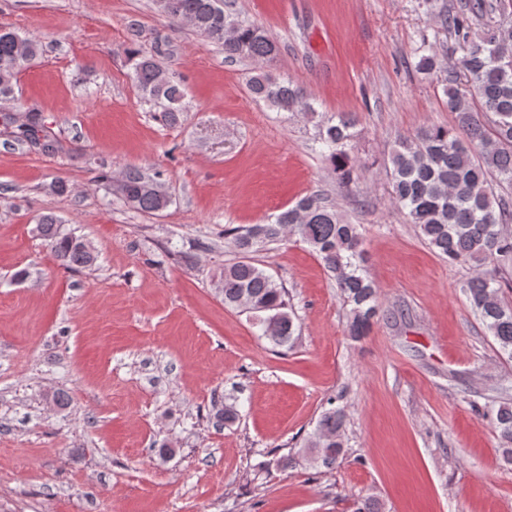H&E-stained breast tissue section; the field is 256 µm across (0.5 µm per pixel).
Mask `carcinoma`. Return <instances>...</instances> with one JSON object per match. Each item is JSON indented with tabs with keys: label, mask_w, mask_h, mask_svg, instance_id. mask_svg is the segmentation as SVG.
Wrapping results in <instances>:
<instances>
[{
	"label": "carcinoma",
	"mask_w": 512,
	"mask_h": 512,
	"mask_svg": "<svg viewBox=\"0 0 512 512\" xmlns=\"http://www.w3.org/2000/svg\"><path fill=\"white\" fill-rule=\"evenodd\" d=\"M169 18L180 20L224 48L227 58L270 60L278 44L259 24L240 20L224 10V0H159ZM485 19L483 35L471 36V20ZM442 24L461 43L459 60L464 81L448 80V109L456 113L453 128L430 126L412 138H401L388 157L392 201L405 212L427 243L451 264H464L474 272L463 292L501 352L512 358V306L502 303L497 280L481 267L512 255V229L506 224V204L491 188L498 179L512 184V0H464L443 18ZM37 41L0 26V101L13 98L22 70L40 54ZM159 47L131 48L133 78L141 99L163 114L171 124L182 111L184 88L158 59ZM416 71L430 75L440 68L437 46L424 43L418 49ZM250 95L280 112L316 110L304 90L266 72L247 82ZM353 120L340 114L318 123L322 149L343 186L350 185L357 170L350 142ZM12 136L51 155L60 145L31 110L16 125ZM117 196L132 208L157 214L171 204L159 173L127 169L116 187ZM38 231L66 269L89 268L98 254L81 237L62 230L53 214L42 216ZM232 242L242 259L224 266L221 292L224 305L249 314L261 335L273 345L288 347L295 336V314L288 294L250 254L288 237L306 244L336 281L348 307L352 336L364 335L377 316V289L364 267L358 225L345 223L322 194L314 192L273 215L264 224L232 229ZM501 438L512 443V405L490 406ZM346 413L340 406L325 410L306 448L324 468L334 467L345 454Z\"/></svg>",
	"instance_id": "obj_1"
}]
</instances>
